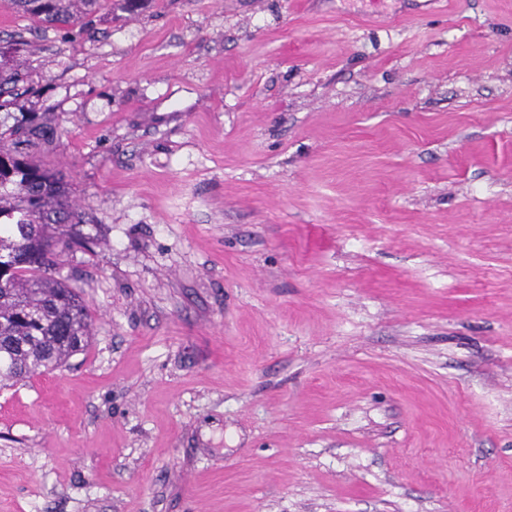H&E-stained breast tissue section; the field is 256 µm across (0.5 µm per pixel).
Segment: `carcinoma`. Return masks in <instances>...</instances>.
<instances>
[{
	"label": "carcinoma",
	"mask_w": 512,
	"mask_h": 512,
	"mask_svg": "<svg viewBox=\"0 0 512 512\" xmlns=\"http://www.w3.org/2000/svg\"><path fill=\"white\" fill-rule=\"evenodd\" d=\"M7 6L37 27L72 33L93 21L112 0H7ZM12 67L0 72V390L64 364L84 350L92 319L77 289L60 281L62 256L90 243L59 170L25 157L20 146H50L57 127L38 112L13 123L8 112L18 88L29 45L10 43Z\"/></svg>",
	"instance_id": "1"
}]
</instances>
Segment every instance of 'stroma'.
I'll return each mask as SVG.
<instances>
[{
	"mask_svg": "<svg viewBox=\"0 0 512 512\" xmlns=\"http://www.w3.org/2000/svg\"><path fill=\"white\" fill-rule=\"evenodd\" d=\"M17 35L93 337L0 391V512H512V0Z\"/></svg>",
	"mask_w": 512,
	"mask_h": 512,
	"instance_id": "stroma-1",
	"label": "stroma"
}]
</instances>
